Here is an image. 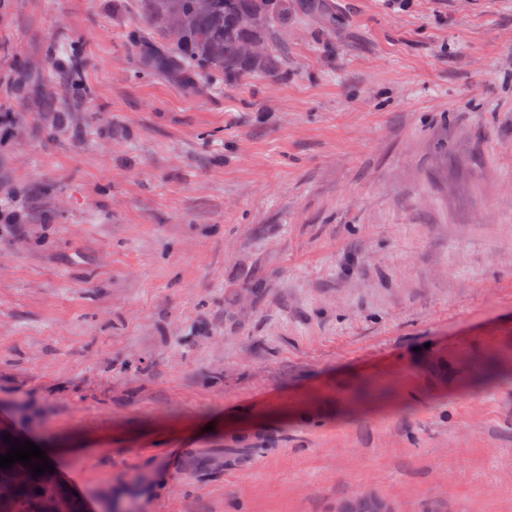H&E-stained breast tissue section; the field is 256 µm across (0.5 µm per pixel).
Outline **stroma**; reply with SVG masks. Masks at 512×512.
I'll use <instances>...</instances> for the list:
<instances>
[{"label":"stroma","mask_w":512,"mask_h":512,"mask_svg":"<svg viewBox=\"0 0 512 512\" xmlns=\"http://www.w3.org/2000/svg\"><path fill=\"white\" fill-rule=\"evenodd\" d=\"M321 5L192 89L0 0V429L87 512H512V0Z\"/></svg>","instance_id":"stroma-1"}]
</instances>
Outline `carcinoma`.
Returning a JSON list of instances; mask_svg holds the SVG:
<instances>
[{"label": "carcinoma", "instance_id": "obj_1", "mask_svg": "<svg viewBox=\"0 0 512 512\" xmlns=\"http://www.w3.org/2000/svg\"><path fill=\"white\" fill-rule=\"evenodd\" d=\"M140 24L153 31L161 47L144 46L138 30L129 32V42L140 51L147 70L166 73L183 80L190 88L197 77L209 76L219 83L237 82L256 72L279 77V63L264 36L265 30L288 20V0H140ZM244 17L256 24L245 26ZM247 42L258 43L262 53L248 56L242 51ZM493 358L479 361L472 376L488 381L494 375ZM27 474V481L0 496V512H43L52 501L59 512H86L82 501L57 473H32L30 466L17 462L10 469L0 468V485L15 473ZM340 512H390L375 497L365 494L355 498Z\"/></svg>", "mask_w": 512, "mask_h": 512}]
</instances>
